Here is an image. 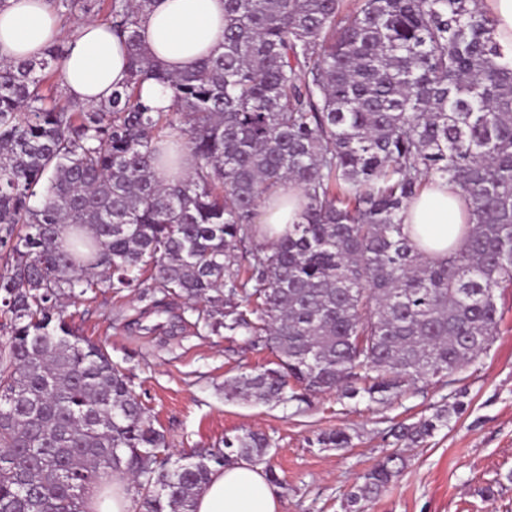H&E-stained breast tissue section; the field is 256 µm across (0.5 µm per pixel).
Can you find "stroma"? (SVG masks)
Wrapping results in <instances>:
<instances>
[{"label": "stroma", "mask_w": 512, "mask_h": 512, "mask_svg": "<svg viewBox=\"0 0 512 512\" xmlns=\"http://www.w3.org/2000/svg\"><path fill=\"white\" fill-rule=\"evenodd\" d=\"M497 303L503 317L487 353L454 384L418 388L389 406L334 392L286 407L226 399V381L272 366L274 354L211 331L185 300L152 288L90 292L67 311L75 333L103 344L131 379L166 436V456L206 452L242 429L265 433L281 512H342L362 475L393 449L390 428L457 394L462 413L426 445L405 451V469L366 512H512L505 479L512 472V288L498 291ZM336 429L350 435L349 447L316 444L318 434Z\"/></svg>", "instance_id": "1"}]
</instances>
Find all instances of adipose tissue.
<instances>
[{
    "label": "adipose tissue",
    "instance_id": "adipose-tissue-1",
    "mask_svg": "<svg viewBox=\"0 0 512 512\" xmlns=\"http://www.w3.org/2000/svg\"><path fill=\"white\" fill-rule=\"evenodd\" d=\"M149 54L178 74L194 61L221 50L224 0H154L141 25ZM65 42L60 61L69 96L86 103L109 97L129 75L127 52L108 24L96 20L76 25L65 37L60 18L45 0H6L0 7V60L41 56L54 43ZM297 190L287 182L262 204L257 223L285 233L299 222L303 209ZM469 202L444 180L430 182L402 213L404 231L430 260L447 257L458 245L468 221ZM280 501L263 471L248 462L215 470L199 493L196 512H280Z\"/></svg>",
    "mask_w": 512,
    "mask_h": 512
}]
</instances>
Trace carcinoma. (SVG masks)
I'll list each match as a JSON object with an SVG mask.
<instances>
[{
	"label": "carcinoma",
	"mask_w": 512,
	"mask_h": 512,
	"mask_svg": "<svg viewBox=\"0 0 512 512\" xmlns=\"http://www.w3.org/2000/svg\"><path fill=\"white\" fill-rule=\"evenodd\" d=\"M49 2L60 17L99 15L100 0ZM152 2L112 0L103 21L130 75L99 104L47 94L63 81L59 43L0 62V512H89L88 491L113 472L137 482L139 512H195L216 468L271 448L243 430L161 458L164 433L108 352L72 330L63 298L145 276L204 303L212 330L275 354L224 385L257 404L334 390L389 404L454 382L498 333L497 291L512 285V46L476 0H224V51L179 75L142 48ZM148 79L171 91L170 111L141 100ZM181 147L194 171L158 182ZM436 177L471 201L444 261L401 224ZM285 180L304 211L271 239L254 218ZM462 408L396 424L395 445L426 442ZM404 464L386 454L345 512Z\"/></svg>",
	"instance_id": "carcinoma-1"
}]
</instances>
